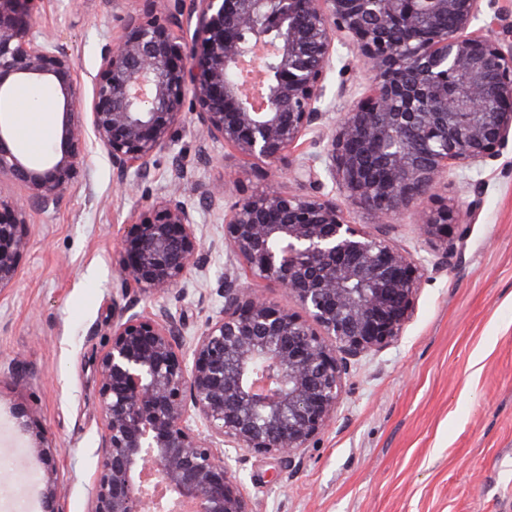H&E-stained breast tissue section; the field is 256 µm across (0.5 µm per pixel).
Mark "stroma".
Wrapping results in <instances>:
<instances>
[{
	"instance_id": "obj_1",
	"label": "stroma",
	"mask_w": 512,
	"mask_h": 512,
	"mask_svg": "<svg viewBox=\"0 0 512 512\" xmlns=\"http://www.w3.org/2000/svg\"><path fill=\"white\" fill-rule=\"evenodd\" d=\"M149 8L148 0H37L34 16L85 79L123 18ZM327 85L328 130L370 93L356 50L339 47ZM176 155L192 168L183 189L207 239H221L209 191L233 181L261 190L265 166L190 122L136 194L117 189L106 154L92 146L59 209L29 218L18 278L0 290V512L41 509L44 466L18 426V407L56 449L65 512H89L101 430L91 358L122 297L112 266L119 229L147 198L173 189ZM447 194L462 208L482 199L465 236L450 237L449 265L426 270L399 341L352 362L337 415L298 466L249 456L241 476L252 512H512V142L468 179L449 177ZM340 206L363 230L426 255L414 215L387 226L348 201ZM224 262L212 254L206 274L190 282L188 333L223 305Z\"/></svg>"
}]
</instances>
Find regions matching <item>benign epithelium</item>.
<instances>
[{
	"mask_svg": "<svg viewBox=\"0 0 512 512\" xmlns=\"http://www.w3.org/2000/svg\"><path fill=\"white\" fill-rule=\"evenodd\" d=\"M34 2L0 0V99L17 83L48 84L63 108L42 160L0 119V175L26 189L0 197V289L16 280L29 213L60 206L88 145L132 190L170 149L187 100L210 140L300 185H322L323 172L334 184L321 195L272 179L239 196L214 186L224 305L192 337L168 300H183L193 271L207 268L195 207L177 187L122 225L114 267L133 298L114 304L95 359L102 428L90 512H164L148 475L195 512H252L241 464L252 454L301 460L336 416L350 360L403 335L429 262L360 229L336 194L380 224L415 212L419 236L448 263L459 212L425 203L445 177L486 166L512 141V45L488 36L504 9L496 0H192L187 13L184 0H161L164 19L131 16L106 39L87 91L72 54L37 28ZM338 38L358 51L371 93L305 158L301 140L332 108ZM245 63L267 74L258 99L237 77ZM239 266L295 307L240 283ZM31 451L46 464L43 512H64L55 448L38 433Z\"/></svg>",
	"mask_w": 512,
	"mask_h": 512,
	"instance_id": "benign-epithelium-1",
	"label": "benign epithelium"
}]
</instances>
